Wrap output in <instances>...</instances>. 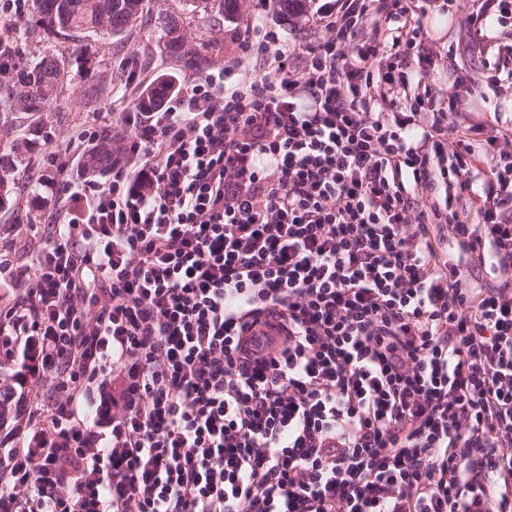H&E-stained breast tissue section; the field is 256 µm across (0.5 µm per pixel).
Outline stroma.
Listing matches in <instances>:
<instances>
[{
  "label": "stroma",
  "instance_id": "35a3bbf8",
  "mask_svg": "<svg viewBox=\"0 0 512 512\" xmlns=\"http://www.w3.org/2000/svg\"><path fill=\"white\" fill-rule=\"evenodd\" d=\"M320 3L321 0H305L304 13L285 21L275 11H261L258 0H240L239 19L220 24L212 16L190 12L183 0H147L142 16L123 35L106 43L88 37L89 50L95 54L98 66L95 72L66 82L46 125L54 136L52 144L40 142L30 150H15V143L27 136L35 118L8 113L0 119V155L9 158L16 199L14 209L0 210V264L22 273L24 284L34 282L36 268L26 247L44 234V226L38 221L43 203L36 200L27 171L41 163L51 146L64 145L73 131L86 124L96 123L116 132L125 130L124 114L130 106L116 101L115 89L123 86L128 74H135L147 84L173 69L157 46L164 17L171 15L182 21L189 43L210 42V65L217 68L233 60L238 33L259 16L280 29L285 39L311 38ZM478 8L477 0H452L447 8L442 7L440 0H421L419 4L417 15L427 33V43L434 50L433 57L424 59L419 68L426 72L429 83L438 92H446L458 72L474 84H481L489 64L496 60L498 44L512 43V26L503 28L492 22L484 30L485 53H464L469 36L461 21ZM452 50L457 53L453 59L448 56ZM24 214L31 216V223H20Z\"/></svg>",
  "mask_w": 512,
  "mask_h": 512
}]
</instances>
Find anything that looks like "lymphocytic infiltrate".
<instances>
[{"label": "lymphocytic infiltrate", "mask_w": 512, "mask_h": 512, "mask_svg": "<svg viewBox=\"0 0 512 512\" xmlns=\"http://www.w3.org/2000/svg\"><path fill=\"white\" fill-rule=\"evenodd\" d=\"M316 14L126 113L106 181L48 156L0 512H512V130L412 69L413 0ZM31 404L27 400L23 412L16 421L9 425L0 428V448H22L27 446L29 428L25 427V422L28 419ZM32 410V409H31ZM23 421L22 429L20 431L13 430V428ZM13 430V431H11ZM10 432V433H9Z\"/></svg>", "instance_id": "f902f5d3"}]
</instances>
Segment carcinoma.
Masks as SVG:
<instances>
[{
  "mask_svg": "<svg viewBox=\"0 0 512 512\" xmlns=\"http://www.w3.org/2000/svg\"><path fill=\"white\" fill-rule=\"evenodd\" d=\"M192 9L214 13L230 21L239 18V0H187ZM276 13L286 19L303 12L305 0H272ZM144 0H32L31 25L55 39H67L75 33H93L103 41L123 34L142 13ZM158 45L163 55L176 63L203 68L209 62V42L190 48L180 21L164 19ZM94 66L92 55L82 44L73 45L70 62L45 55L31 60L26 44L9 20L0 21V97L5 110L12 113H42L60 95L71 70L89 72ZM175 87L172 75L162 74L141 92L137 107L142 110L159 108ZM91 172L112 166V135L104 139L84 160ZM31 368L24 363L21 369L0 380V421L5 423L20 413L25 401V389Z\"/></svg>",
  "mask_w": 512,
  "mask_h": 512,
  "instance_id": "cac0c4a2",
  "label": "carcinoma"
}]
</instances>
